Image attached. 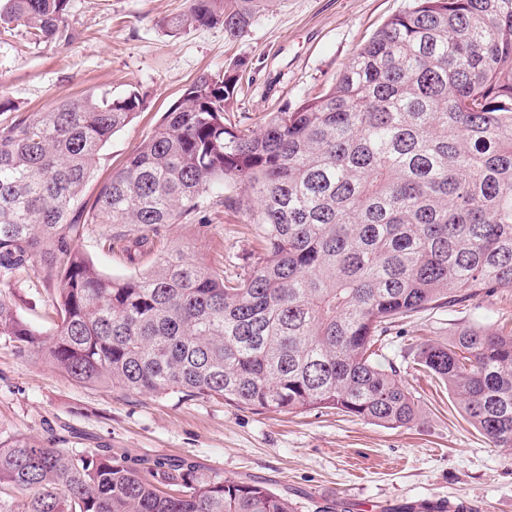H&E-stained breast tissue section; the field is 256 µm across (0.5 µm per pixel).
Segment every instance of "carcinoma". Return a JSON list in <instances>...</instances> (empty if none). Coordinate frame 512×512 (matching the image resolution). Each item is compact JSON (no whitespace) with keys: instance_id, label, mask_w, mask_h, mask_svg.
<instances>
[{"instance_id":"carcinoma-1","label":"carcinoma","mask_w":512,"mask_h":512,"mask_svg":"<svg viewBox=\"0 0 512 512\" xmlns=\"http://www.w3.org/2000/svg\"><path fill=\"white\" fill-rule=\"evenodd\" d=\"M263 0H188L174 33L236 40ZM69 0H0V35L65 42ZM236 71L203 73L92 200L85 190L143 97L64 95L0 125V281L32 269L56 320L0 298V338L81 385L212 397L259 412L336 410L409 427L418 401L377 343L397 323L512 290V0H409L325 93L227 122ZM257 248L239 277L177 252L104 274L79 249L122 224L132 262L217 189ZM495 448L512 450V332L448 330L417 350ZM0 512H297L255 482L185 458L0 443Z\"/></svg>"}]
</instances>
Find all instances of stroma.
Segmentation results:
<instances>
[{
	"instance_id": "1",
	"label": "stroma",
	"mask_w": 512,
	"mask_h": 512,
	"mask_svg": "<svg viewBox=\"0 0 512 512\" xmlns=\"http://www.w3.org/2000/svg\"><path fill=\"white\" fill-rule=\"evenodd\" d=\"M408 0H265L240 39L219 26L177 36L160 25L186 0H70V43L0 39V97L19 113L39 112L63 95L124 96L138 90L144 106L102 151L86 198H94L113 167L150 136L164 112L199 75L240 65L241 89L228 122L259 128L266 113L319 95L333 85L356 51ZM209 223L187 218L161 230L165 250L240 273L256 246L237 216L208 200ZM127 227L99 224L80 242L105 274L150 269L155 255L131 265L121 250ZM24 318L50 328L52 295L37 274L0 282ZM479 322L512 330V291L498 289L465 305L435 308L393 328L381 346L416 397L421 416L411 427H384L333 410L305 414L256 412L221 399L129 394L83 386L44 357L16 355L0 341V441L42 438L70 425L83 444L113 453L164 455L218 469L229 481L250 478L287 494L298 512H386L398 502L465 504V512H512V453L493 447L466 419L458 400L419 370V346L446 340L454 325Z\"/></svg>"
}]
</instances>
